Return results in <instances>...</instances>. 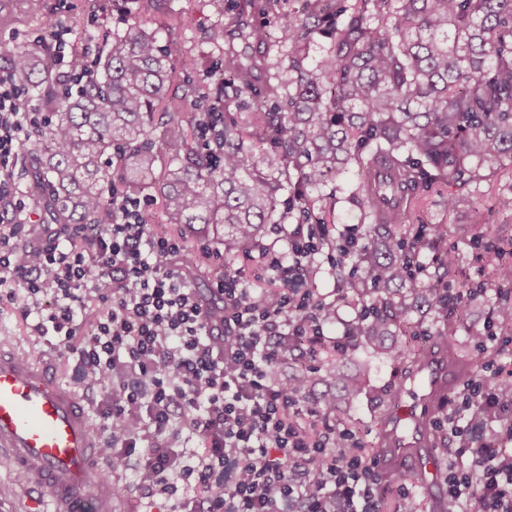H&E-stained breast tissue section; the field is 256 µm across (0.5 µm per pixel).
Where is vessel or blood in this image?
Segmentation results:
<instances>
[{"instance_id": "vessel-or-blood-1", "label": "vessel or blood", "mask_w": 512, "mask_h": 512, "mask_svg": "<svg viewBox=\"0 0 512 512\" xmlns=\"http://www.w3.org/2000/svg\"><path fill=\"white\" fill-rule=\"evenodd\" d=\"M454 360L430 350L408 366L382 423L380 465L409 471L414 481L443 497L441 464L431 448L428 423L434 405L459 384ZM98 434L80 396L64 386L54 360L31 362L0 348V459L36 489H47L50 512H89L112 497L97 454Z\"/></svg>"}]
</instances>
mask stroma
<instances>
[{"instance_id":"obj_1","label":"stroma","mask_w":512,"mask_h":512,"mask_svg":"<svg viewBox=\"0 0 512 512\" xmlns=\"http://www.w3.org/2000/svg\"><path fill=\"white\" fill-rule=\"evenodd\" d=\"M177 25L173 35H162L160 43L167 48L177 78L169 88L170 94L181 95L184 84L190 83L202 89L222 92L224 80L215 67L217 50L210 44L207 34L216 21L233 25L234 14L217 15L213 0H160L159 7H152L150 0H0V69H7L12 53L28 49L51 59L56 72L66 70V64L48 49L45 36L52 26H61L67 32L69 43L97 56L101 44L96 33L103 28L124 30L138 24L153 29L161 19ZM194 58L192 66L183 61ZM357 176L354 169H346L329 177L321 192L334 208L333 232L344 234L355 229L366 232L367 226L360 220L361 210L353 192ZM512 188V169L488 175L480 185L459 188L434 185L424 192L419 201V223L446 224L451 228L448 252L460 256L463 274L452 282L453 291L462 290L464 284L479 281L490 282L492 265L470 246L477 231L476 225L467 218V200L480 199L489 218L490 238L507 242L512 240V213L500 211L498 195ZM463 198L457 211H449V197ZM491 298H475L467 308L462 321L463 328L453 338L460 358L472 368L473 376L487 375L490 367L512 369V335H499L497 341L487 343L484 349H476L470 342L476 331L482 330L491 320ZM0 336L16 338L26 349L31 360H38L43 352L52 350L54 337L38 339L28 334L27 324L15 315L10 307L0 308ZM346 370H360L364 377L363 392L353 401L339 403L331 420L337 428L354 434L360 444L358 453L373 459L372 449L379 442V424L384 412V402L393 391V378L400 364L398 361L376 354L365 346H356L345 362ZM408 479L398 472L389 477H379L378 487L382 497L381 512H430L432 502L421 486H413L410 493H403Z\"/></svg>"}]
</instances>
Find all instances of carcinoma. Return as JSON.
Listing matches in <instances>:
<instances>
[{"label":"carcinoma","mask_w":512,"mask_h":512,"mask_svg":"<svg viewBox=\"0 0 512 512\" xmlns=\"http://www.w3.org/2000/svg\"><path fill=\"white\" fill-rule=\"evenodd\" d=\"M238 15L266 14L280 0H240ZM168 22L146 31L108 32L94 75L58 89L52 64L29 50L11 63L32 99L47 110L33 154L36 199L50 202L55 224H110L112 199L157 189L163 224L249 255L269 224L304 221L325 209L320 186L354 166L363 221L398 248L384 257L371 247L354 253L360 276L348 283L351 301L367 316L353 343L381 348L384 336L403 337L396 355L420 361L413 342L422 323L411 319L428 304L446 343L458 330L448 320L446 266L436 278L421 252L438 251L448 226L438 224L409 241L420 198L435 184L459 187L484 169L512 167V0H304L302 12L281 17L280 36L243 28L238 39L267 46L249 55L224 39V23L209 41L224 73V99L195 87L178 100L168 88L176 68L159 45ZM329 39L310 57L317 37ZM288 47L270 62L269 51ZM266 102L246 114V95ZM268 148L255 151L254 143ZM288 202H283V192ZM155 215L146 214L152 225ZM351 347L328 351L326 377L346 399L362 378H346L334 362Z\"/></svg>","instance_id":"cac0c4a2"}]
</instances>
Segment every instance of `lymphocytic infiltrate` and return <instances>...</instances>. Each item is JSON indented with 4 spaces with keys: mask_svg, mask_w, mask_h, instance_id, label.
<instances>
[{
    "mask_svg": "<svg viewBox=\"0 0 512 512\" xmlns=\"http://www.w3.org/2000/svg\"><path fill=\"white\" fill-rule=\"evenodd\" d=\"M43 122L14 71L0 70V202L12 211L0 227V304L72 355L75 384L106 387L102 450L113 471H132L146 497L164 501L171 478L192 481L191 496L169 512H379L372 462L335 453L348 433L327 424L304 435L290 420L334 409L301 394L316 369L308 342L323 337L330 315L311 289L296 288L323 254L316 225H296L287 254L259 250L280 291L227 276L216 283L224 306L211 310L178 262L180 239L151 233L139 197H115L108 224L34 223L14 170ZM294 337L303 362L274 380ZM179 413L187 427L176 425ZM448 427L458 439L449 498L512 512V382L470 380ZM490 427L495 442L473 443ZM188 433L198 440L192 451L183 448Z\"/></svg>",
    "mask_w": 512,
    "mask_h": 512,
    "instance_id": "1",
    "label": "lymphocytic infiltrate"
}]
</instances>
